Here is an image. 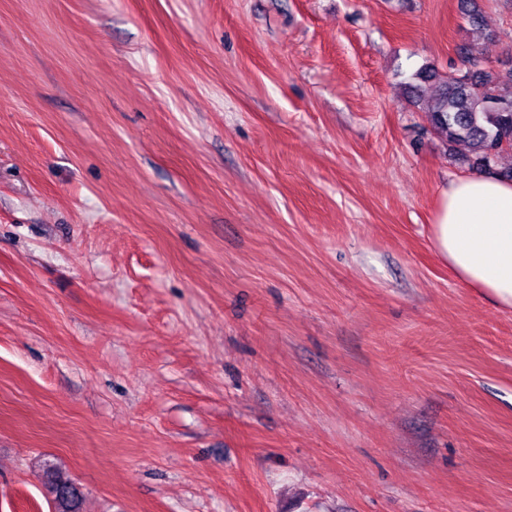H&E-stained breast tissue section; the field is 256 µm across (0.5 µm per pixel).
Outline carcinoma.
I'll return each mask as SVG.
<instances>
[{"label":"carcinoma","mask_w":512,"mask_h":512,"mask_svg":"<svg viewBox=\"0 0 512 512\" xmlns=\"http://www.w3.org/2000/svg\"><path fill=\"white\" fill-rule=\"evenodd\" d=\"M469 26L485 38L492 36L475 0L465 9ZM462 68L443 75L426 63L404 83L407 95L418 103L424 87L435 91L428 101L432 128L449 142H463L471 152L470 166L512 180V168L499 165L500 156L512 149V69L497 70L482 61L474 43L457 46ZM46 484L53 495L55 512H80V488L63 472L50 469Z\"/></svg>","instance_id":"carcinoma-1"}]
</instances>
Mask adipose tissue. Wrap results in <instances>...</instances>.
<instances>
[{
	"label": "adipose tissue",
	"mask_w": 512,
	"mask_h": 512,
	"mask_svg": "<svg viewBox=\"0 0 512 512\" xmlns=\"http://www.w3.org/2000/svg\"><path fill=\"white\" fill-rule=\"evenodd\" d=\"M433 239L459 280L512 308V182L484 172L450 181Z\"/></svg>",
	"instance_id": "obj_1"
}]
</instances>
